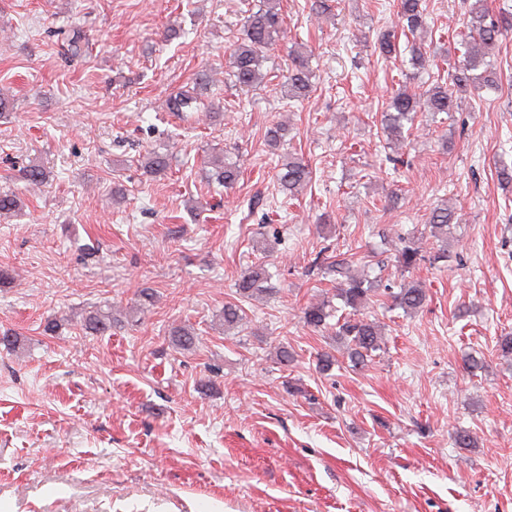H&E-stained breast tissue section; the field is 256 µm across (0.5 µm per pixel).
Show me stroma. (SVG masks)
I'll return each instance as SVG.
<instances>
[{
	"instance_id": "35a3bbf8",
	"label": "stroma",
	"mask_w": 512,
	"mask_h": 512,
	"mask_svg": "<svg viewBox=\"0 0 512 512\" xmlns=\"http://www.w3.org/2000/svg\"><path fill=\"white\" fill-rule=\"evenodd\" d=\"M260 5L0 0V192L21 201L0 217V334L17 338L0 345V512H512V357L498 347L512 335V184L498 177L512 166V33L490 58L494 86L469 87L448 116L417 112L391 149L389 97L434 84L375 50L394 0H332L328 18L281 0L287 34L264 71L281 73L294 45L313 51L312 90L291 102L228 77L224 47ZM422 6L424 46L447 70L465 7ZM203 67L216 117L164 110ZM273 122L290 147L267 145ZM150 151L169 157L154 178ZM221 151L241 170L229 191L208 175ZM292 153L312 179L288 201L276 174ZM31 163L47 173L35 189L19 177ZM443 203L448 259L401 271L385 238L435 253L427 220ZM326 247L382 268L363 313L384 344L364 367L301 320L342 304L313 264ZM261 262L272 294L226 328L225 302ZM409 281L427 292L411 315L383 291ZM96 309L110 331L85 330ZM175 326L197 347L175 346ZM322 353L336 359L324 374ZM468 353L481 370L464 369ZM459 430L474 447L455 446Z\"/></svg>"
}]
</instances>
